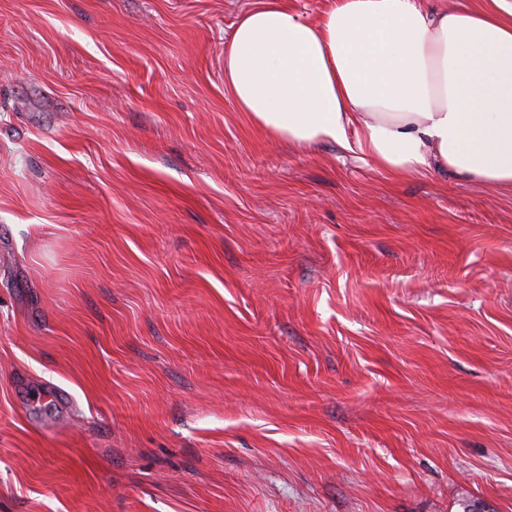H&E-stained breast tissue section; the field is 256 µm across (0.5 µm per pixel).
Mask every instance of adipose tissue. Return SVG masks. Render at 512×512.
Listing matches in <instances>:
<instances>
[{
  "instance_id": "ef3b65f1",
  "label": "adipose tissue",
  "mask_w": 512,
  "mask_h": 512,
  "mask_svg": "<svg viewBox=\"0 0 512 512\" xmlns=\"http://www.w3.org/2000/svg\"><path fill=\"white\" fill-rule=\"evenodd\" d=\"M224 84L271 141L512 188V0H331L316 22L257 0L224 41Z\"/></svg>"
}]
</instances>
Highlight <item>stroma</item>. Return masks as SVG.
Listing matches in <instances>:
<instances>
[{"label":"stroma","instance_id":"stroma-1","mask_svg":"<svg viewBox=\"0 0 512 512\" xmlns=\"http://www.w3.org/2000/svg\"><path fill=\"white\" fill-rule=\"evenodd\" d=\"M252 0H0V512H512V190L273 143Z\"/></svg>","mask_w":512,"mask_h":512}]
</instances>
